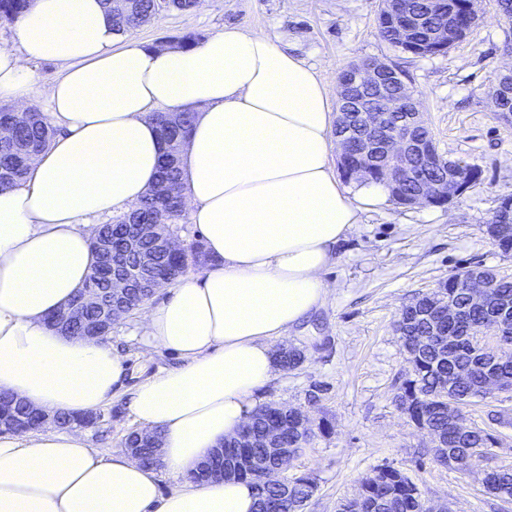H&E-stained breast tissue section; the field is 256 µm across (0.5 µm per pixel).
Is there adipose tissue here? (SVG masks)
Listing matches in <instances>:
<instances>
[{
    "mask_svg": "<svg viewBox=\"0 0 512 512\" xmlns=\"http://www.w3.org/2000/svg\"><path fill=\"white\" fill-rule=\"evenodd\" d=\"M0 49V101L55 128L21 184L0 190V391L45 410L93 413L125 358L107 340L49 327L92 273L104 215L135 208L166 150L153 113L196 114L180 154L191 221L211 258L139 311L145 353L178 367L131 393L142 431L184 483L45 426L0 435V512H253L246 480L188 474L247 422L277 370L272 342L322 304L337 245L385 185L345 187L330 166L333 93L315 68L262 31L227 27L189 49L125 41L106 0H31ZM61 72L46 94L34 65Z\"/></svg>",
    "mask_w": 512,
    "mask_h": 512,
    "instance_id": "obj_1",
    "label": "adipose tissue"
}]
</instances>
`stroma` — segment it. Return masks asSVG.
Returning a JSON list of instances; mask_svg holds the SVG:
<instances>
[{
  "mask_svg": "<svg viewBox=\"0 0 512 512\" xmlns=\"http://www.w3.org/2000/svg\"><path fill=\"white\" fill-rule=\"evenodd\" d=\"M377 11L378 0H223L207 10L167 12L127 37L158 45L236 26L268 33L332 87L347 65L365 59L405 73L439 152L475 165L480 180L442 207L391 200L364 214L324 272L326 300L286 333V343L304 352L303 364L277 372L254 401L300 408L312 423L331 426L288 469L316 484L302 512H338L382 466L400 470L423 499L445 503L449 512H512V503L485 492L480 472L465 475L433 462L429 434L397 399L410 364L396 330L403 306L453 274L480 267L512 277V253H503L487 231L501 198L512 195V118L496 112L489 97L504 65L512 66V17L498 0H482L464 39L447 54L419 57L380 38ZM136 321L132 314L113 325L109 340L126 358L123 385L96 423L80 430L87 447L111 454L123 452L124 438L137 427L127 409L133 388L179 364L166 351L143 355Z\"/></svg>",
  "mask_w": 512,
  "mask_h": 512,
  "instance_id": "1",
  "label": "stroma"
}]
</instances>
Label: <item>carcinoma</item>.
I'll list each match as a JSON object with an SVG mask.
<instances>
[{"mask_svg":"<svg viewBox=\"0 0 512 512\" xmlns=\"http://www.w3.org/2000/svg\"><path fill=\"white\" fill-rule=\"evenodd\" d=\"M407 7L415 9L419 15H429V21L422 26L417 35V47L406 49L416 56L434 55L431 49L420 47L427 41L429 25L439 16L448 13L456 22L455 37L462 38L474 24L469 16L465 0H404ZM29 0H0V23H10L23 13ZM156 17V0H127L123 11L112 15L116 30L129 32L143 22ZM367 103L374 112H381L388 117L402 112L404 103L399 96L382 103L374 99L371 92L365 93ZM160 134L167 144L163 154L159 178L156 184L157 195H148L136 208L142 218L151 216L156 205L163 203L168 210L171 223L178 224L184 217L181 193L165 194L166 189L181 184L179 155L184 140L194 121V114L184 112L173 124L161 122V116L155 117ZM0 125L9 129L8 135L0 138V188L13 187L26 173L29 160L43 150L56 130L36 112H13L0 110ZM386 163L376 164L367 180L382 183L389 189L391 198L401 205H409L415 198L419 184L429 178L444 175L448 171V159L440 157L426 159H409L407 174L394 186L383 176ZM104 233L112 244V249L119 251L124 243L134 236V225L128 223V215L117 217L105 225ZM488 231L504 252H512V224H491ZM94 267L83 288L109 287L110 269L100 260L98 248H93ZM186 258L178 253H155L151 271L159 276L176 279L183 275ZM466 272L448 278L444 291L447 297L461 305V321L470 335L458 344L448 348L447 356H438L437 349L429 334L428 324L416 318L417 309L424 304V299L417 298L405 306L398 322L405 324L407 339L419 347L411 375L405 378L400 390L409 400L406 411L410 420L421 428H433L442 435L448 449H432L435 463L463 470L473 464H484L485 491L503 502L512 499V469L491 466L492 448L499 444V438L486 429L471 427L467 431L456 429L449 421L448 406L455 402L469 404L476 399H484L492 393L484 371V365L476 356L477 337L474 333L494 321L503 310L512 306V278L496 277L490 287L485 304L481 307L469 305ZM468 370L467 379L457 390L445 395L440 386V373L443 369ZM62 423L68 427H81L93 424L97 420L94 414L73 415L61 413ZM39 426L38 418L25 410L14 396L0 392V428L8 431H30ZM278 428L285 437L286 445L296 452L306 444V433L302 430L298 418L285 414L275 405H266L254 412L252 430L254 431L251 447L225 449V461L232 462L239 458L247 463L239 479L252 482L257 491L255 512H297L313 493L314 482L302 477L293 482L288 490V497H283L281 479L268 472L271 460L266 458L265 449L261 447L264 432ZM344 512H425V501L421 499L416 485L400 471L391 467H381L376 474L365 478L361 483L359 495L343 504Z\"/></svg>","mask_w":512,"mask_h":512,"instance_id":"carcinoma-1","label":"carcinoma"}]
</instances>
